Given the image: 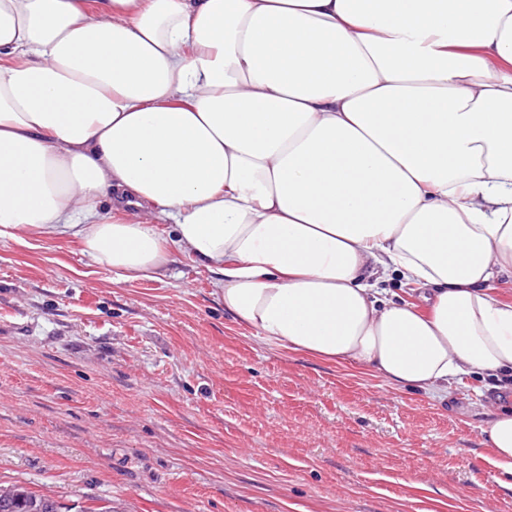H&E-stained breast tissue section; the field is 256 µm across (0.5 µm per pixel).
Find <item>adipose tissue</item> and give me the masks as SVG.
Here are the masks:
<instances>
[{"label": "adipose tissue", "mask_w": 512, "mask_h": 512, "mask_svg": "<svg viewBox=\"0 0 512 512\" xmlns=\"http://www.w3.org/2000/svg\"><path fill=\"white\" fill-rule=\"evenodd\" d=\"M32 235L122 281L180 251L259 340L397 388L512 375V0H0ZM484 432L512 474V410Z\"/></svg>", "instance_id": "1"}]
</instances>
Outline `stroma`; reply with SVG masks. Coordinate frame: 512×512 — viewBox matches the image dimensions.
Wrapping results in <instances>:
<instances>
[{
    "instance_id": "obj_1",
    "label": "stroma",
    "mask_w": 512,
    "mask_h": 512,
    "mask_svg": "<svg viewBox=\"0 0 512 512\" xmlns=\"http://www.w3.org/2000/svg\"><path fill=\"white\" fill-rule=\"evenodd\" d=\"M175 254L118 280L0 238V482L83 512H512L491 379L441 398L259 342ZM483 431L493 450L492 464L502 472L512 474V409L493 414Z\"/></svg>"
}]
</instances>
